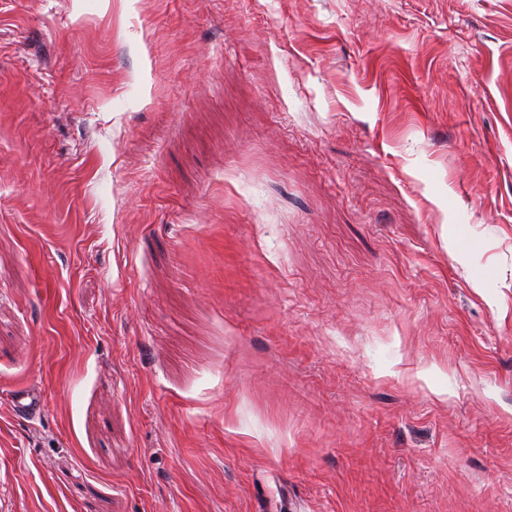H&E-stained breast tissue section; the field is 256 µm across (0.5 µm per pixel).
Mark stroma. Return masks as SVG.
<instances>
[{
    "instance_id": "35a3bbf8",
    "label": "stroma",
    "mask_w": 512,
    "mask_h": 512,
    "mask_svg": "<svg viewBox=\"0 0 512 512\" xmlns=\"http://www.w3.org/2000/svg\"><path fill=\"white\" fill-rule=\"evenodd\" d=\"M0 512H512V0H0ZM12 401L16 413L20 416L33 418L41 411V395L31 387L17 388L13 393Z\"/></svg>"
}]
</instances>
